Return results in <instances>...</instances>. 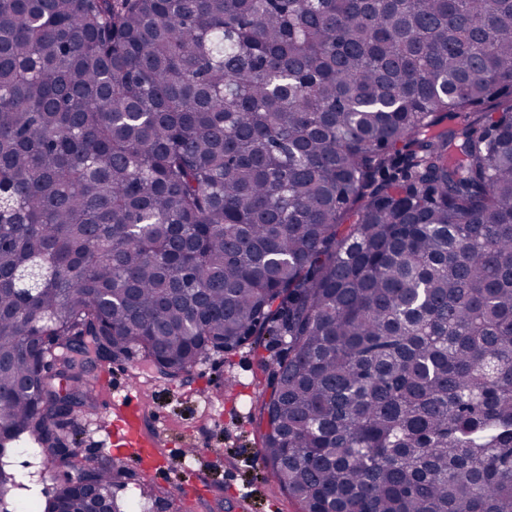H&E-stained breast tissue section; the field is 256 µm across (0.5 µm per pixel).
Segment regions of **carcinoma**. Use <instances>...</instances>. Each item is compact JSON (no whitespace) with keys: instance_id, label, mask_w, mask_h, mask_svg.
<instances>
[{"instance_id":"carcinoma-1","label":"carcinoma","mask_w":512,"mask_h":512,"mask_svg":"<svg viewBox=\"0 0 512 512\" xmlns=\"http://www.w3.org/2000/svg\"><path fill=\"white\" fill-rule=\"evenodd\" d=\"M264 336L301 512H512V0H0V455L41 512H130L63 435L99 367ZM14 448L19 449L0 458V466L13 472L17 480L15 488L2 502L0 499V512L37 510V504H44L53 495L56 480L45 459L26 438L22 437Z\"/></svg>"}]
</instances>
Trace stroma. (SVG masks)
<instances>
[{
  "mask_svg": "<svg viewBox=\"0 0 512 512\" xmlns=\"http://www.w3.org/2000/svg\"><path fill=\"white\" fill-rule=\"evenodd\" d=\"M273 355L265 346L246 345L231 353H212L190 375L176 380L160 377L140 354L122 364L103 365L93 386L97 406L75 417L67 428L91 458L121 459L126 476L119 496L138 512H301L277 479L264 470L257 452L262 443L258 426L261 393L267 387L263 366ZM125 375L130 396L162 420L160 430L166 452L157 465L167 472L158 479L157 465H137L130 448L110 441L113 414L106 400L112 379ZM0 466L13 472L17 484L0 501V512H33L57 486L45 459L32 444L20 440L15 451L0 458ZM151 484L173 497L151 505L140 492Z\"/></svg>",
  "mask_w": 512,
  "mask_h": 512,
  "instance_id": "1",
  "label": "stroma"
}]
</instances>
